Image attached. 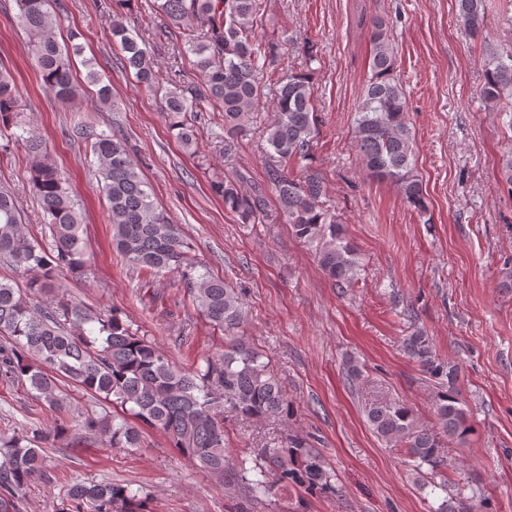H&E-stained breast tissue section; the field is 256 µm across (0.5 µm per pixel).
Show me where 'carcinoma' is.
Instances as JSON below:
<instances>
[{
    "mask_svg": "<svg viewBox=\"0 0 512 512\" xmlns=\"http://www.w3.org/2000/svg\"><path fill=\"white\" fill-rule=\"evenodd\" d=\"M18 24L31 36V55L45 88L62 104L82 91L71 73L77 46L60 45L56 17L49 0H15ZM458 18L474 36L484 34V0H457ZM267 0H160L164 23L154 37L173 36L178 47L195 56L198 81L185 83L177 70L161 69L150 42L116 18L113 41L123 65L139 85L163 94L170 130L182 148L198 153V132L190 112H224V145L246 135L255 112L272 96L273 119L265 129L268 188L241 189V176L231 172L216 181L224 207L244 224L265 217V190L276 195L280 216L294 235L315 250L328 279L341 288L355 280L360 254L347 237L342 218L319 204L324 179L312 166L319 118L309 71L315 60L307 45L301 67L288 66L271 81L275 47L285 33L257 39ZM368 79L356 111V148L375 180L398 190L408 206L422 212L426 198L415 167V141L406 95L396 75V47L388 23L369 22ZM481 95L502 112L512 131V45L486 49ZM23 111L13 77L0 72V132L12 127L14 141L35 159L31 183L39 197L49 236L27 235L14 192L0 186V262L22 282L0 279V384L29 386L32 395L56 419L0 435V512H22L25 490L43 468V449L77 428L100 438L110 448L142 447L140 422L163 434L171 446L211 477L230 486L242 485L253 499L269 497L278 488L304 485L333 490L322 458L300 438L286 448H264L275 470L254 466L236 469L224 439V412L242 420L282 417L288 404L267 356L240 336L245 311L232 283L212 275L189 254L178 225L156 204L151 187L131 159L126 139L77 123L72 134L91 144L96 175L108 203L112 246L135 270L153 274L176 272L204 319L224 335V351L192 367H179L154 342L139 335L117 311H96L78 302L61 283L86 276L88 257L80 235L81 216L67 179L46 158L43 141L18 120ZM298 166L301 173L288 169ZM407 353L432 376L445 377L448 390L437 394L436 427L418 420L403 402L372 405L367 419L374 433L405 449L413 471L428 468L423 483L448 493V480L435 481L452 465L441 451L440 434L459 441L469 431L462 401L454 390L456 368L436 360L429 337L416 331L405 338ZM91 393L120 409L118 420L107 411L83 412L64 392L63 383ZM66 512H149L145 500L126 486L76 483L68 489ZM477 495L455 505L445 499L435 512H474Z\"/></svg>",
    "mask_w": 512,
    "mask_h": 512,
    "instance_id": "1",
    "label": "carcinoma"
}]
</instances>
